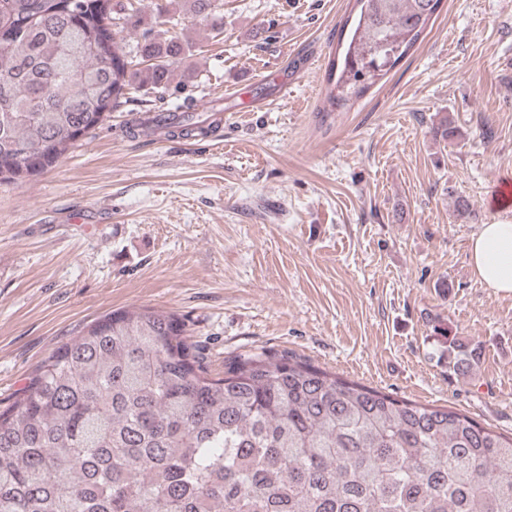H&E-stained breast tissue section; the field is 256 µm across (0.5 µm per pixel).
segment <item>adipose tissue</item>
<instances>
[{
    "label": "adipose tissue",
    "mask_w": 512,
    "mask_h": 512,
    "mask_svg": "<svg viewBox=\"0 0 512 512\" xmlns=\"http://www.w3.org/2000/svg\"><path fill=\"white\" fill-rule=\"evenodd\" d=\"M469 259L485 287L512 293V223L481 225L470 240Z\"/></svg>",
    "instance_id": "obj_1"
}]
</instances>
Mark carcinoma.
Returning <instances> with one entry per match:
<instances>
[{"mask_svg": "<svg viewBox=\"0 0 512 512\" xmlns=\"http://www.w3.org/2000/svg\"><path fill=\"white\" fill-rule=\"evenodd\" d=\"M321 112H347L406 56L443 0H354ZM207 19L220 0H185ZM126 51L119 0H0V185L56 166L129 90L166 88L188 45L168 0ZM146 135L205 134L158 112ZM453 368L477 349L448 340ZM0 512H512V436L347 380L284 351L212 375L177 315L113 311L55 349L0 410Z\"/></svg>", "mask_w": 512, "mask_h": 512, "instance_id": "1", "label": "carcinoma"}]
</instances>
